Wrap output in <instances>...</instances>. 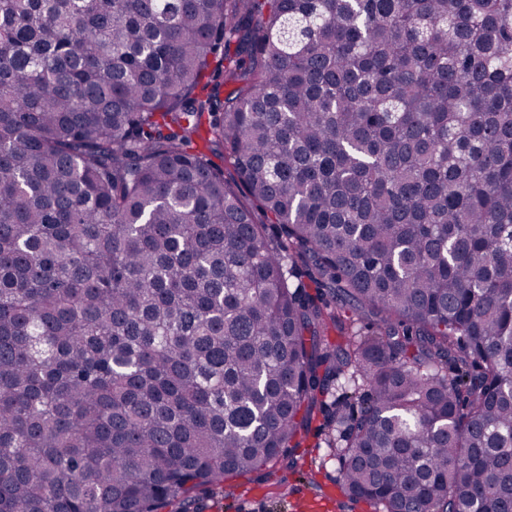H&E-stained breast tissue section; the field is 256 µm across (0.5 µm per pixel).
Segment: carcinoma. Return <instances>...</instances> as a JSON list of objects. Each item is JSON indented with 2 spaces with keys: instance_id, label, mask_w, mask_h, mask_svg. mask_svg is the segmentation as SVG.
<instances>
[{
  "instance_id": "carcinoma-1",
  "label": "carcinoma",
  "mask_w": 512,
  "mask_h": 512,
  "mask_svg": "<svg viewBox=\"0 0 512 512\" xmlns=\"http://www.w3.org/2000/svg\"><path fill=\"white\" fill-rule=\"evenodd\" d=\"M323 445L512 512V0H0V512Z\"/></svg>"
}]
</instances>
